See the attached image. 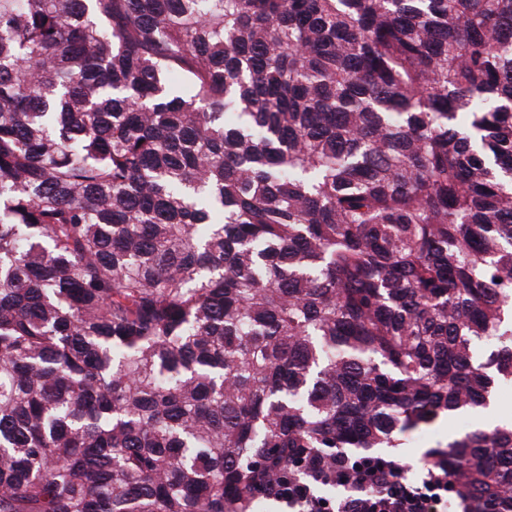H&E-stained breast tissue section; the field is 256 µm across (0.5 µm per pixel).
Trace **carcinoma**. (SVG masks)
Instances as JSON below:
<instances>
[{
    "mask_svg": "<svg viewBox=\"0 0 512 512\" xmlns=\"http://www.w3.org/2000/svg\"><path fill=\"white\" fill-rule=\"evenodd\" d=\"M498 382L512 0H0V512H253ZM443 463L512 512V423Z\"/></svg>",
    "mask_w": 512,
    "mask_h": 512,
    "instance_id": "obj_1",
    "label": "carcinoma"
}]
</instances>
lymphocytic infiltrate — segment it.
<instances>
[{
  "label": "lymphocytic infiltrate",
  "instance_id": "obj_1",
  "mask_svg": "<svg viewBox=\"0 0 512 512\" xmlns=\"http://www.w3.org/2000/svg\"><path fill=\"white\" fill-rule=\"evenodd\" d=\"M344 495L330 499L309 483L290 482L274 494L287 512H448V470L430 468L419 478L390 457L362 461L358 474H350L344 460L331 467Z\"/></svg>",
  "mask_w": 512,
  "mask_h": 512
}]
</instances>
